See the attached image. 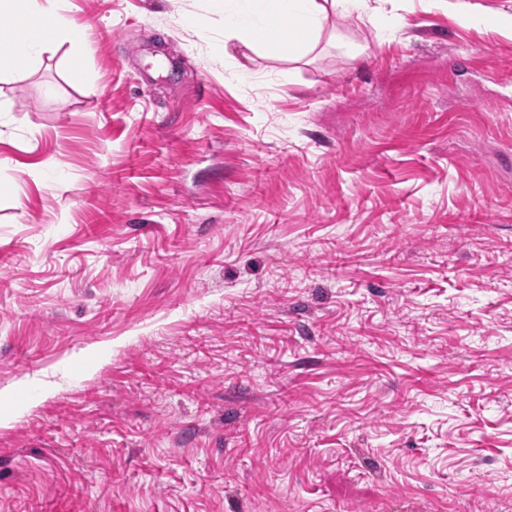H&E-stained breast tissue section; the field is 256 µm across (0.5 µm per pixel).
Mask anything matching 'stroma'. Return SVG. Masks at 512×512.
<instances>
[{
  "mask_svg": "<svg viewBox=\"0 0 512 512\" xmlns=\"http://www.w3.org/2000/svg\"><path fill=\"white\" fill-rule=\"evenodd\" d=\"M61 5L0 14V512H512V0L295 63ZM22 5L29 19L24 32L11 43V58L27 66H36L42 54L49 51L52 42L77 43L79 41L78 26L65 11L44 7L39 0H1L0 12L14 11ZM51 18L52 26L48 30L42 28L41 21Z\"/></svg>",
  "mask_w": 512,
  "mask_h": 512,
  "instance_id": "obj_1",
  "label": "stroma"
}]
</instances>
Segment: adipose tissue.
<instances>
[{"label": "adipose tissue", "instance_id": "ef3b65f1", "mask_svg": "<svg viewBox=\"0 0 512 512\" xmlns=\"http://www.w3.org/2000/svg\"><path fill=\"white\" fill-rule=\"evenodd\" d=\"M252 15H224L225 42H238L256 53L277 51L296 61L317 46L330 15H357L376 23L378 12L369 0H252ZM24 8L28 24L11 43L13 61L27 66L39 64L52 43H75L78 26L64 11L44 7L40 0H0V12Z\"/></svg>", "mask_w": 512, "mask_h": 512}]
</instances>
